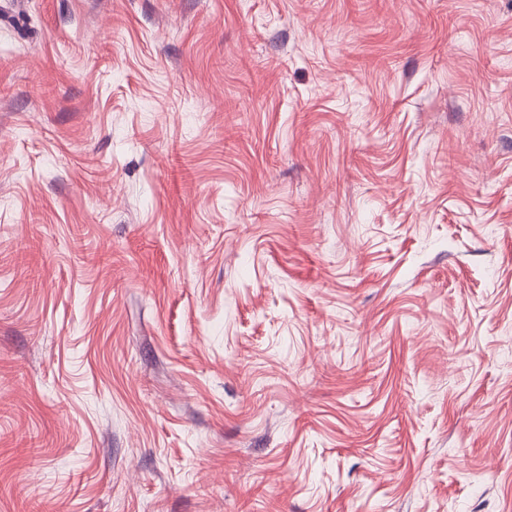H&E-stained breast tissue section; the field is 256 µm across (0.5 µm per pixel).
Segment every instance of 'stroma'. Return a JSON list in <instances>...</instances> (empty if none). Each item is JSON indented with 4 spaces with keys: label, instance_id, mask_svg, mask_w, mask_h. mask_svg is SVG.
Masks as SVG:
<instances>
[{
    "label": "stroma",
    "instance_id": "stroma-1",
    "mask_svg": "<svg viewBox=\"0 0 512 512\" xmlns=\"http://www.w3.org/2000/svg\"><path fill=\"white\" fill-rule=\"evenodd\" d=\"M0 512H512V0H0Z\"/></svg>",
    "mask_w": 512,
    "mask_h": 512
}]
</instances>
